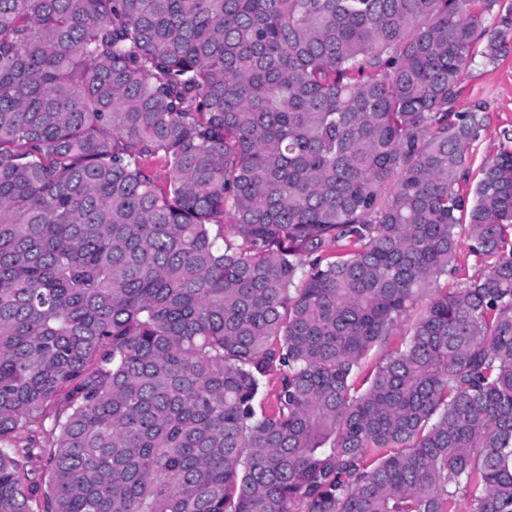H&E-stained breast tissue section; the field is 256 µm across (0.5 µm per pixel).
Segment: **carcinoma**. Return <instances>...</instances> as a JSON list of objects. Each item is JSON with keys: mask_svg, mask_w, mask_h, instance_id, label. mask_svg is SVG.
I'll list each match as a JSON object with an SVG mask.
<instances>
[{"mask_svg": "<svg viewBox=\"0 0 512 512\" xmlns=\"http://www.w3.org/2000/svg\"><path fill=\"white\" fill-rule=\"evenodd\" d=\"M511 35L0 0V512H512V131L475 180L456 107Z\"/></svg>", "mask_w": 512, "mask_h": 512, "instance_id": "1", "label": "carcinoma"}]
</instances>
